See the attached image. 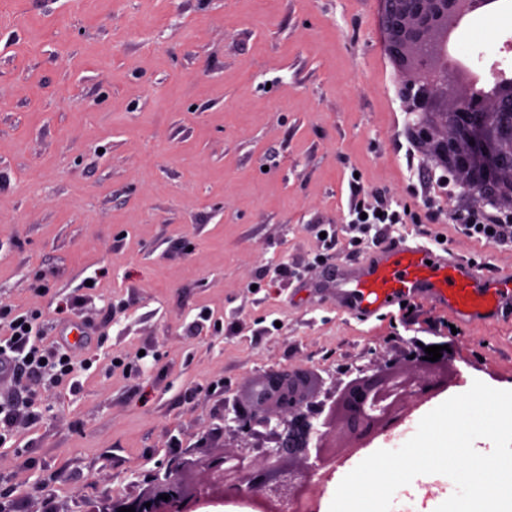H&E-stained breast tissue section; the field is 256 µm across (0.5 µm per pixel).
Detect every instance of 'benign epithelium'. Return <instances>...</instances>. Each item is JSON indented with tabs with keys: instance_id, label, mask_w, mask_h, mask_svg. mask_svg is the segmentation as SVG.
<instances>
[{
	"instance_id": "7a95c632",
	"label": "benign epithelium",
	"mask_w": 512,
	"mask_h": 512,
	"mask_svg": "<svg viewBox=\"0 0 512 512\" xmlns=\"http://www.w3.org/2000/svg\"><path fill=\"white\" fill-rule=\"evenodd\" d=\"M387 51L407 64L401 95L413 115L410 135L483 205H508L512 217V80L490 88L461 84L465 64L452 37L473 16L494 12L495 0H381ZM451 360L421 355L394 366L361 368L338 395L319 399L323 378L312 371L269 370L246 393L224 401V432L239 444L207 464L222 497L250 512H319L311 493L332 479L339 453L357 451L395 429L411 411L448 386ZM168 495V500L160 496ZM198 496L168 468L154 490L119 500L114 512H191Z\"/></svg>"
}]
</instances>
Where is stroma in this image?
I'll use <instances>...</instances> for the list:
<instances>
[{
	"label": "stroma",
	"instance_id": "35a3bbf8",
	"mask_svg": "<svg viewBox=\"0 0 512 512\" xmlns=\"http://www.w3.org/2000/svg\"><path fill=\"white\" fill-rule=\"evenodd\" d=\"M508 33L478 17L459 43L512 65ZM384 42L379 0H0V301L93 361L0 381V512H112L170 463L206 486L225 399L270 369L345 382L444 342L448 396L512 390V310L464 324L415 297L362 320L336 291L402 241L512 272V238L452 220L477 197L407 162ZM357 186L402 223L358 230Z\"/></svg>",
	"mask_w": 512,
	"mask_h": 512
}]
</instances>
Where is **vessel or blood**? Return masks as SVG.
<instances>
[{"label":"vessel or blood","instance_id":"b4317fda","mask_svg":"<svg viewBox=\"0 0 512 512\" xmlns=\"http://www.w3.org/2000/svg\"><path fill=\"white\" fill-rule=\"evenodd\" d=\"M488 282L484 267L403 242L359 265L341 296L347 309L364 320L413 296L430 299L458 322H491L512 304V290Z\"/></svg>","mask_w":512,"mask_h":512}]
</instances>
